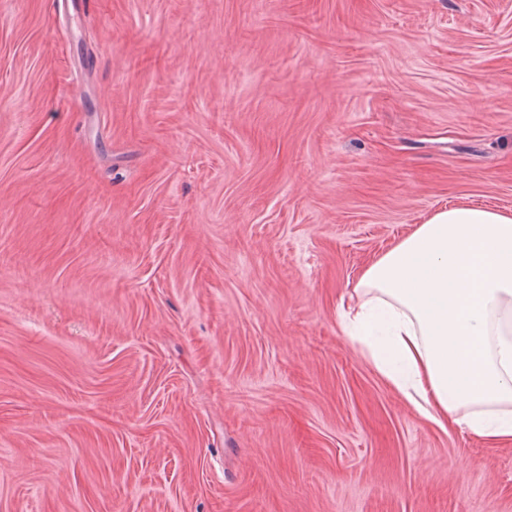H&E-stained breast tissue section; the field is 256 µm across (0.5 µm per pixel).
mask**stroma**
Here are the masks:
<instances>
[{
	"label": "stroma",
	"instance_id": "1",
	"mask_svg": "<svg viewBox=\"0 0 512 512\" xmlns=\"http://www.w3.org/2000/svg\"><path fill=\"white\" fill-rule=\"evenodd\" d=\"M463 205L512 0H0V512H512L339 327Z\"/></svg>",
	"mask_w": 512,
	"mask_h": 512
}]
</instances>
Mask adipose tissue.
Here are the masks:
<instances>
[{
  "label": "adipose tissue",
  "instance_id": "obj_1",
  "mask_svg": "<svg viewBox=\"0 0 512 512\" xmlns=\"http://www.w3.org/2000/svg\"><path fill=\"white\" fill-rule=\"evenodd\" d=\"M340 308L343 333L420 416L512 439V212L434 213Z\"/></svg>",
  "mask_w": 512,
  "mask_h": 512
}]
</instances>
